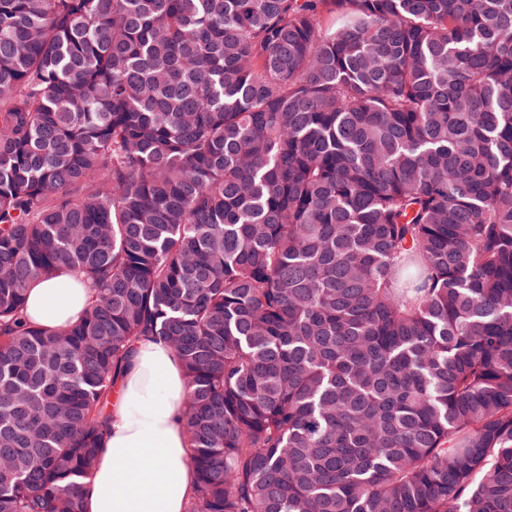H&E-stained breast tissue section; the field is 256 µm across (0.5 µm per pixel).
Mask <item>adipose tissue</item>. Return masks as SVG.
<instances>
[{
  "label": "adipose tissue",
  "mask_w": 512,
  "mask_h": 512,
  "mask_svg": "<svg viewBox=\"0 0 512 512\" xmlns=\"http://www.w3.org/2000/svg\"><path fill=\"white\" fill-rule=\"evenodd\" d=\"M88 300L83 276L66 271L30 284L26 314L33 324L55 329L78 322ZM185 390L174 350L151 340L136 344L116 383L95 467L82 487L83 512H186L196 473L182 427Z\"/></svg>",
  "instance_id": "ef3b65f1"
}]
</instances>
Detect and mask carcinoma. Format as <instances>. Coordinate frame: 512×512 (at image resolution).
Here are the masks:
<instances>
[{
	"label": "carcinoma",
	"mask_w": 512,
	"mask_h": 512,
	"mask_svg": "<svg viewBox=\"0 0 512 512\" xmlns=\"http://www.w3.org/2000/svg\"><path fill=\"white\" fill-rule=\"evenodd\" d=\"M141 339L186 512H512V0H0V512H82ZM83 282V275L70 271L33 281L27 294V317L34 325L47 329L78 322L90 293Z\"/></svg>",
	"instance_id": "obj_1"
}]
</instances>
